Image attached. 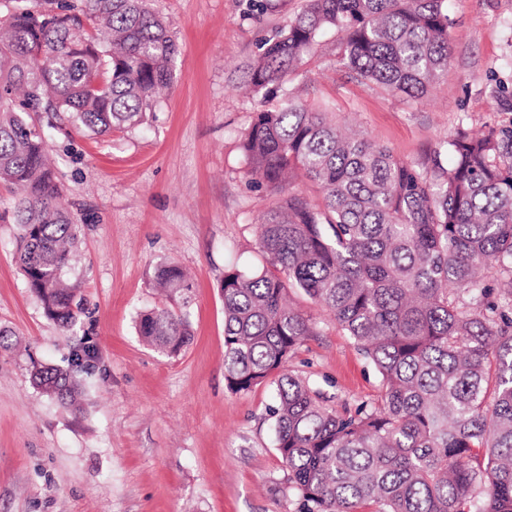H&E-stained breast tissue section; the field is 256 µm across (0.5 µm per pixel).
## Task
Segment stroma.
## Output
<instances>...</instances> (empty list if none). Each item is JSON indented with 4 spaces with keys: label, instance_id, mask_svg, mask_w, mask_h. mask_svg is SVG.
Listing matches in <instances>:
<instances>
[{
    "label": "stroma",
    "instance_id": "stroma-1",
    "mask_svg": "<svg viewBox=\"0 0 512 512\" xmlns=\"http://www.w3.org/2000/svg\"><path fill=\"white\" fill-rule=\"evenodd\" d=\"M179 51L174 83L137 126L93 135L45 127L61 201L82 226L77 282L85 314L72 331L49 319L15 262V195L0 186V512H303L274 447L271 387L232 392L224 380L229 264L258 265L256 224L274 197L244 174L242 137L262 97L240 90L258 44L304 0H149ZM451 58L418 101L361 83L336 62L325 33L294 76L307 99L420 166L459 127L512 123L481 88L507 66L512 0H448ZM177 262L192 283L193 342L166 356L136 332L140 311L166 307L154 270ZM317 334L290 367L332 405L376 399L380 378L307 296L290 295ZM94 354L76 374L70 411L32 380L69 369L74 348Z\"/></svg>",
    "mask_w": 512,
    "mask_h": 512
}]
</instances>
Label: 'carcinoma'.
I'll return each instance as SVG.
<instances>
[{"label":"carcinoma","instance_id":"cac0c4a2","mask_svg":"<svg viewBox=\"0 0 512 512\" xmlns=\"http://www.w3.org/2000/svg\"><path fill=\"white\" fill-rule=\"evenodd\" d=\"M450 28L447 0H305L247 65L250 94L282 90L242 142L249 182L279 199L257 224L262 265L224 272V379L235 392L274 386L275 448L307 512H512V126L460 127L418 167L283 87L333 30L338 65L421 99L448 67ZM177 53L147 0H42L0 16V183L18 196L27 286L65 330L84 313L65 278L80 225L59 203L39 113L94 135L131 128L172 84ZM485 94L512 111V85L492 74ZM299 177L320 203L288 192ZM155 280L181 303L141 313L138 334L176 355L192 340V286L174 262ZM291 289L374 365L377 399L328 407L289 369L316 335ZM34 378L77 409L73 371Z\"/></svg>","mask_w":512,"mask_h":512}]
</instances>
